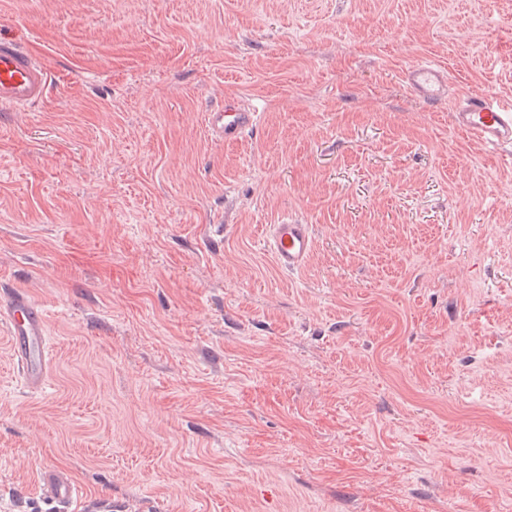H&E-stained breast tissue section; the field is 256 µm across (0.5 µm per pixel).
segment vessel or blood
Segmentation results:
<instances>
[{"mask_svg": "<svg viewBox=\"0 0 512 512\" xmlns=\"http://www.w3.org/2000/svg\"><path fill=\"white\" fill-rule=\"evenodd\" d=\"M405 80L412 91L425 100L438 101L448 95V72L433 62L412 65ZM50 83V69L36 50L15 38L0 35L1 112H20L43 102ZM258 119V113L228 101L223 108L207 113L206 125L214 139L234 142L253 129ZM455 124L487 144H512V105L496 98L473 96L466 99L455 113ZM268 238L277 266L288 272L306 262L314 244L311 225L293 221L270 225ZM0 322L8 329L24 384L29 390H41L49 363L44 311L28 294L16 291L0 300ZM38 486L55 512H112L110 500H85L66 471L41 469Z\"/></svg>", "mask_w": 512, "mask_h": 512, "instance_id": "1", "label": "vessel or blood"}]
</instances>
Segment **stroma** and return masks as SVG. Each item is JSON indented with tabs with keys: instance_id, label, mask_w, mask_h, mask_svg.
Segmentation results:
<instances>
[{
	"instance_id": "obj_1",
	"label": "stroma",
	"mask_w": 512,
	"mask_h": 512,
	"mask_svg": "<svg viewBox=\"0 0 512 512\" xmlns=\"http://www.w3.org/2000/svg\"><path fill=\"white\" fill-rule=\"evenodd\" d=\"M0 35L52 73L0 112V296L50 353L28 390L0 323V512H50L46 466L114 512H512V144L453 122L512 103V0H0ZM412 91L428 101H439L448 96V72L431 61L412 65L405 74ZM258 119L259 112L246 110L235 102L226 101L224 108L207 113L206 125L214 139L234 142L253 129ZM268 238L275 263L288 272L306 262L314 244L312 225L295 221L269 225Z\"/></svg>"
}]
</instances>
